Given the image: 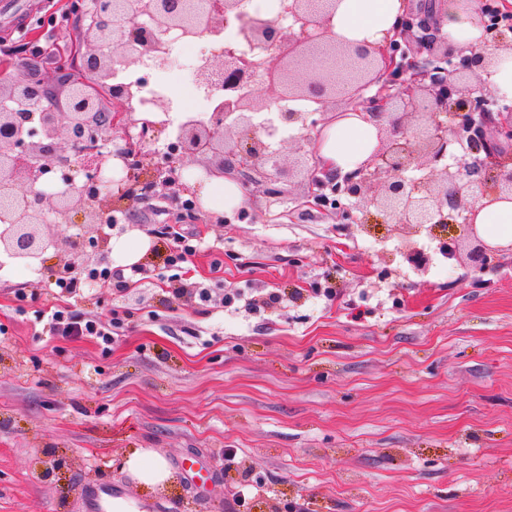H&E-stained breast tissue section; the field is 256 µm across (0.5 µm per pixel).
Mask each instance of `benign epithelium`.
I'll use <instances>...</instances> for the list:
<instances>
[{"instance_id": "benign-epithelium-1", "label": "benign epithelium", "mask_w": 512, "mask_h": 512, "mask_svg": "<svg viewBox=\"0 0 512 512\" xmlns=\"http://www.w3.org/2000/svg\"><path fill=\"white\" fill-rule=\"evenodd\" d=\"M335 9L336 0H283L285 20L240 28L245 51L224 42L231 21L242 19L245 0H208L203 11L191 0H92L80 39L63 48L82 62L79 88L59 71L57 82L68 87L63 104H44L55 90L42 78L35 84L0 75V253L42 265L56 245L55 229L82 213L87 220L66 243L86 264L90 253L108 246L105 228L112 227L116 202L139 189L177 183L197 196L179 183L169 159L140 171L142 144L124 135L131 126L151 138L163 131L166 121L132 114L147 106L167 117L172 100L157 95L145 101L111 83L118 66L169 63L157 34L207 37L218 44L193 72L197 86L218 105L205 121L183 120L171 145L181 158L201 159L208 176L237 171L245 176L244 188L265 185L272 195L283 193L278 184L298 179L309 206L318 204L319 190L329 186L351 199L343 214L374 210L416 233L456 224L472 243L469 262L479 268L492 254L512 251V244L491 245L481 238L472 198L465 193L512 200V106H499L503 97L484 78L491 61L464 54L440 27L408 41L419 27L416 13L399 17L395 35L382 45L338 41L326 27ZM336 57L353 61L343 79L313 66L316 59ZM338 99L368 109L379 122L389 119L370 158L342 180L316 161L317 123L295 139L296 157L285 166L271 149L275 128L255 122V115L273 104L308 100L325 112ZM407 117L416 118V129L408 130ZM109 142L128 170L110 187L102 184L100 165L88 151L90 143ZM454 144L477 158L462 165Z\"/></svg>"}]
</instances>
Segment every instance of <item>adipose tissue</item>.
Returning a JSON list of instances; mask_svg holds the SVG:
<instances>
[{"mask_svg":"<svg viewBox=\"0 0 512 512\" xmlns=\"http://www.w3.org/2000/svg\"><path fill=\"white\" fill-rule=\"evenodd\" d=\"M404 8L402 0H339L327 28L336 39L378 44L391 34ZM478 0H442L435 19L466 54L490 55ZM379 130L364 108H351L324 126L317 144L321 166L329 173L346 176L371 155ZM475 222L480 233L493 243H512V201L477 197ZM126 471L146 487H162L173 478L167 459L149 448H137L125 461Z\"/></svg>","mask_w":512,"mask_h":512,"instance_id":"obj_1","label":"adipose tissue"}]
</instances>
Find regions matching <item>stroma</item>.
I'll return each instance as SVG.
<instances>
[{"label":"stroma","mask_w":512,"mask_h":512,"mask_svg":"<svg viewBox=\"0 0 512 512\" xmlns=\"http://www.w3.org/2000/svg\"><path fill=\"white\" fill-rule=\"evenodd\" d=\"M0 69L79 36L90 0H14ZM257 186L242 206L182 208L156 189L111 234L114 259L72 309L112 344L56 336L50 267L0 256V512H83L80 487L124 485L161 512H512V251L483 268L441 257L459 232L309 207ZM201 247L170 265L174 235ZM426 263H409L405 245ZM151 448L175 475L151 491L124 468ZM126 237L112 238V256L122 265L137 263L145 254L149 243L145 239H131Z\"/></svg>","instance_id":"1"}]
</instances>
